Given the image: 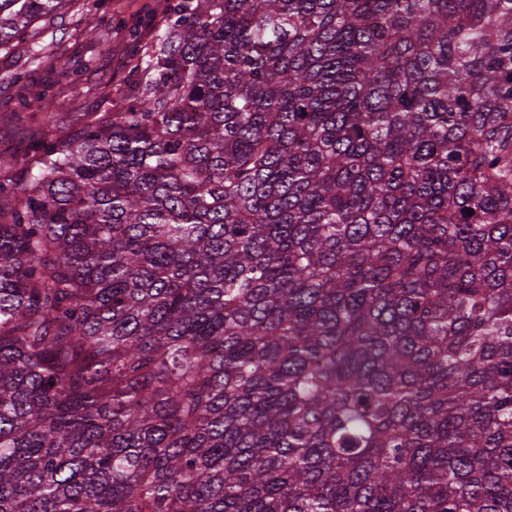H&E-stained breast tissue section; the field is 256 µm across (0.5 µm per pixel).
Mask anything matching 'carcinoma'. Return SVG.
Instances as JSON below:
<instances>
[{"mask_svg": "<svg viewBox=\"0 0 512 512\" xmlns=\"http://www.w3.org/2000/svg\"><path fill=\"white\" fill-rule=\"evenodd\" d=\"M169 10L0 155V512H512V0Z\"/></svg>", "mask_w": 512, "mask_h": 512, "instance_id": "1", "label": "carcinoma"}]
</instances>
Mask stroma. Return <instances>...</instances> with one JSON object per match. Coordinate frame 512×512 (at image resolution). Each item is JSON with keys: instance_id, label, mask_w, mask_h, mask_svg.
I'll list each match as a JSON object with an SVG mask.
<instances>
[{"instance_id": "stroma-1", "label": "stroma", "mask_w": 512, "mask_h": 512, "mask_svg": "<svg viewBox=\"0 0 512 512\" xmlns=\"http://www.w3.org/2000/svg\"><path fill=\"white\" fill-rule=\"evenodd\" d=\"M169 0H72L38 20L26 37L0 48V147L23 154L40 126L39 98L58 112L120 109L114 90L128 82L138 57L170 18ZM109 34H89V17ZM138 38H130L131 27Z\"/></svg>"}]
</instances>
